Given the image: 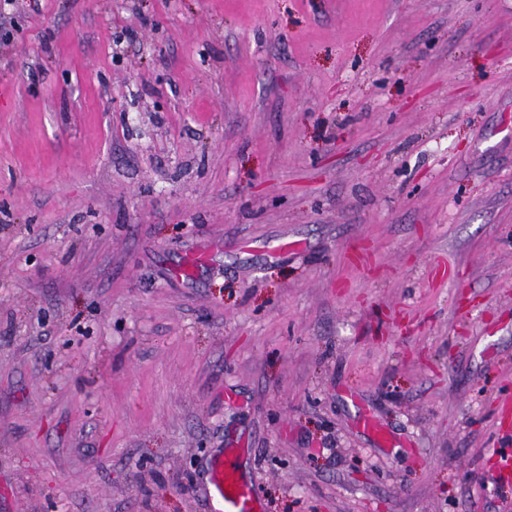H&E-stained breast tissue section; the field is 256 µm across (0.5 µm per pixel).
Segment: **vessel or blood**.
Here are the masks:
<instances>
[{"label": "vessel or blood", "mask_w": 512, "mask_h": 512, "mask_svg": "<svg viewBox=\"0 0 512 512\" xmlns=\"http://www.w3.org/2000/svg\"><path fill=\"white\" fill-rule=\"evenodd\" d=\"M239 454L232 448L214 461L208 477L210 512H263L253 487L239 473Z\"/></svg>", "instance_id": "1"}]
</instances>
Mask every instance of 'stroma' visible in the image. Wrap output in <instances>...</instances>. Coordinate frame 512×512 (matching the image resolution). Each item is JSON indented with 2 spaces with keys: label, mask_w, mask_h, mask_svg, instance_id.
Wrapping results in <instances>:
<instances>
[{
  "label": "stroma",
  "mask_w": 512,
  "mask_h": 512,
  "mask_svg": "<svg viewBox=\"0 0 512 512\" xmlns=\"http://www.w3.org/2000/svg\"><path fill=\"white\" fill-rule=\"evenodd\" d=\"M505 399L512 0L0 9V512L236 446L265 512H512Z\"/></svg>",
  "instance_id": "stroma-1"
}]
</instances>
